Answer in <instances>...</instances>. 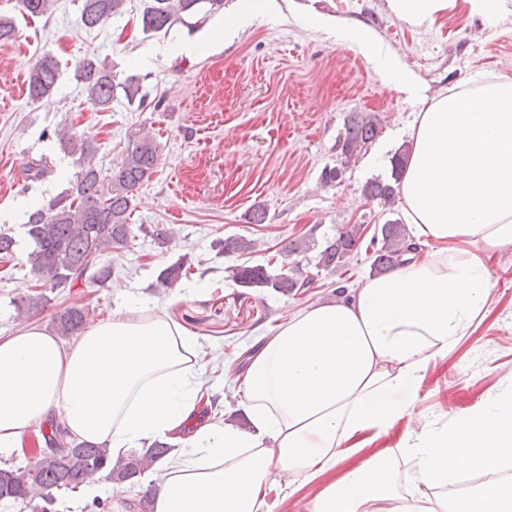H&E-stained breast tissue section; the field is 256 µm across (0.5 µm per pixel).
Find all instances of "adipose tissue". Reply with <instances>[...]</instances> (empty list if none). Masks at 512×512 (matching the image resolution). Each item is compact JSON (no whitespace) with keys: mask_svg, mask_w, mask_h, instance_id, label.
Returning <instances> with one entry per match:
<instances>
[{"mask_svg":"<svg viewBox=\"0 0 512 512\" xmlns=\"http://www.w3.org/2000/svg\"><path fill=\"white\" fill-rule=\"evenodd\" d=\"M382 79L413 93L360 31L340 29ZM399 193L423 252L367 278L344 300L310 304L265 328L243 371H224L250 429L222 419L204 343L167 304H128L65 343L37 324L0 336V456L60 419L69 438L113 455L154 439L173 447L156 472L154 512H275L277 476L325 482L310 512H512V481L456 494L462 470L512 461V384L480 406L434 418L352 469L353 454L412 417L432 362L488 309L489 260L512 248V81L435 99L409 127Z\"/></svg>","mask_w":512,"mask_h":512,"instance_id":"1","label":"adipose tissue"}]
</instances>
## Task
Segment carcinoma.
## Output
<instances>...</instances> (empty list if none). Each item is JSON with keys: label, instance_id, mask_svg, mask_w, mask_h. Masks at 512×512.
Instances as JSON below:
<instances>
[{"label": "carcinoma", "instance_id": "cac0c4a2", "mask_svg": "<svg viewBox=\"0 0 512 512\" xmlns=\"http://www.w3.org/2000/svg\"><path fill=\"white\" fill-rule=\"evenodd\" d=\"M126 0H83L80 21L87 28L104 23L124 11ZM53 6V0H19L27 15L42 16ZM217 12L224 0H145L142 29L145 32H167L186 16L202 9ZM75 76L82 84L87 100L99 109H108L116 88L112 70L97 57H85L75 67ZM59 79V65L54 57L45 54L33 64L28 77V96L35 102L49 95ZM55 136L65 153L77 158L80 172L73 186L47 206L31 212L26 224L27 234L34 247L28 253L31 270L43 287L74 288L92 283L108 287L112 280V262L106 255L127 247L131 233L130 220L136 192L150 180L159 164L160 154L150 135L136 133L129 142L117 167L104 175L93 164L97 147L84 134L70 127L55 130ZM379 136L374 118L353 115L336 141L339 168H349L356 157ZM408 157L401 149L391 157L390 179L374 178L363 186L364 195L392 209L396 186L399 185ZM53 172L48 161L41 159L26 166L25 181L36 182ZM363 229L360 224H346L336 236L318 243L313 234L289 241L278 255L284 260L297 258L287 272L272 275L264 264L238 265L232 269V280L245 288H270L283 295H298L311 285L312 274L305 270L300 258L307 259L317 272L334 274L344 269L351 254L359 248ZM226 255H247L257 252L258 241L244 236H229L217 242ZM368 247L372 249L371 273L383 275L397 267L402 256L417 250L407 225L399 219H389L375 230ZM316 255L308 258V253ZM191 263L183 257L163 268L157 276L156 288L173 290L187 277ZM47 300L43 293L29 294L16 304L22 318ZM89 313L82 307H66L53 319L57 335L63 338L78 335L87 324ZM44 446L36 460L24 466L0 467V506L6 509L20 506L31 512H55L56 499L51 490L60 487L76 488L82 483L105 474L116 483L129 481L165 456L170 447L160 442L112 461L109 449L101 444L69 442L57 420L49 422V431L41 432Z\"/></svg>", "mask_w": 512, "mask_h": 512}]
</instances>
